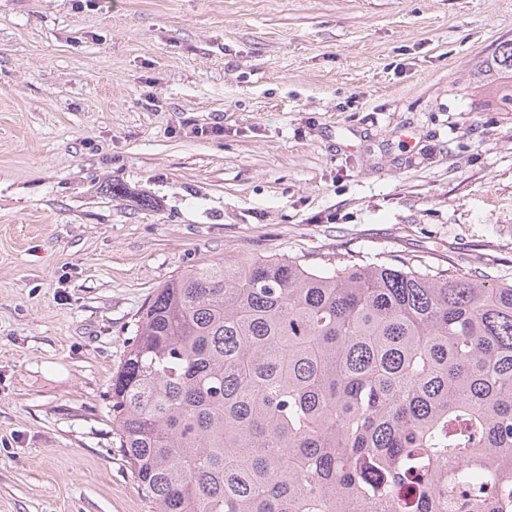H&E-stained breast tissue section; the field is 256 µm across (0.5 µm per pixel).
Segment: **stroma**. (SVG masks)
Instances as JSON below:
<instances>
[{
    "label": "stroma",
    "instance_id": "stroma-1",
    "mask_svg": "<svg viewBox=\"0 0 512 512\" xmlns=\"http://www.w3.org/2000/svg\"><path fill=\"white\" fill-rule=\"evenodd\" d=\"M505 40L512 0H0V512H149L109 394L183 271L512 279ZM473 69V94L498 101L503 111L512 112V41L498 43Z\"/></svg>",
    "mask_w": 512,
    "mask_h": 512
}]
</instances>
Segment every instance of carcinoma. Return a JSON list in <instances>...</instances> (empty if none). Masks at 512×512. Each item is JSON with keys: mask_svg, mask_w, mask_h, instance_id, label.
Instances as JSON below:
<instances>
[{"mask_svg": "<svg viewBox=\"0 0 512 512\" xmlns=\"http://www.w3.org/2000/svg\"><path fill=\"white\" fill-rule=\"evenodd\" d=\"M474 72L512 112V41ZM110 407L150 512H512V280L193 268L152 295Z\"/></svg>", "mask_w": 512, "mask_h": 512, "instance_id": "carcinoma-1", "label": "carcinoma"}]
</instances>
